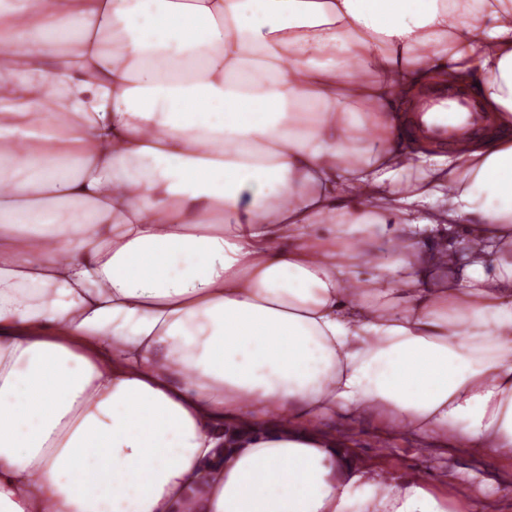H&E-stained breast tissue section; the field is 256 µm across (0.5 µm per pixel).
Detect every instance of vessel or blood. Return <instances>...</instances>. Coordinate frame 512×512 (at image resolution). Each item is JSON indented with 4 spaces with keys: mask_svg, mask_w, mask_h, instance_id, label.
I'll use <instances>...</instances> for the list:
<instances>
[{
    "mask_svg": "<svg viewBox=\"0 0 512 512\" xmlns=\"http://www.w3.org/2000/svg\"><path fill=\"white\" fill-rule=\"evenodd\" d=\"M418 111L429 119L427 133L450 146L457 145L466 133L482 131L485 125L475 97L468 94L434 95L422 102Z\"/></svg>",
    "mask_w": 512,
    "mask_h": 512,
    "instance_id": "1",
    "label": "vessel or blood"
}]
</instances>
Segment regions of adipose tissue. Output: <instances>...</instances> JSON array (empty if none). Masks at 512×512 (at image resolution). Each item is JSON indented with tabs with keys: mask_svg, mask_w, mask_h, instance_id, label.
Wrapping results in <instances>:
<instances>
[{
	"mask_svg": "<svg viewBox=\"0 0 512 512\" xmlns=\"http://www.w3.org/2000/svg\"><path fill=\"white\" fill-rule=\"evenodd\" d=\"M511 127L512 0H0V512H445L316 427L512 457ZM475 97L468 94H437L418 106V116L428 119L430 113L438 107V112L434 113L437 123L423 121L426 131L443 144L455 146L467 132L479 133L484 128L485 117L479 112Z\"/></svg>",
	"mask_w": 512,
	"mask_h": 512,
	"instance_id": "1",
	"label": "adipose tissue"
}]
</instances>
